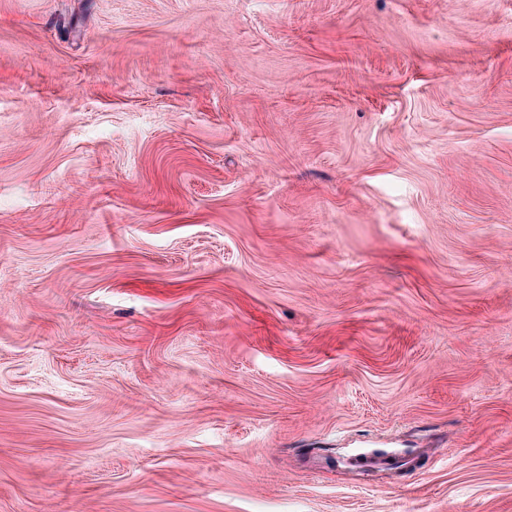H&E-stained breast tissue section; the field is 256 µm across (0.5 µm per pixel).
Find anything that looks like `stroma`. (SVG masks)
<instances>
[{
	"instance_id": "1",
	"label": "stroma",
	"mask_w": 512,
	"mask_h": 512,
	"mask_svg": "<svg viewBox=\"0 0 512 512\" xmlns=\"http://www.w3.org/2000/svg\"><path fill=\"white\" fill-rule=\"evenodd\" d=\"M0 512H512V0H0Z\"/></svg>"
}]
</instances>
